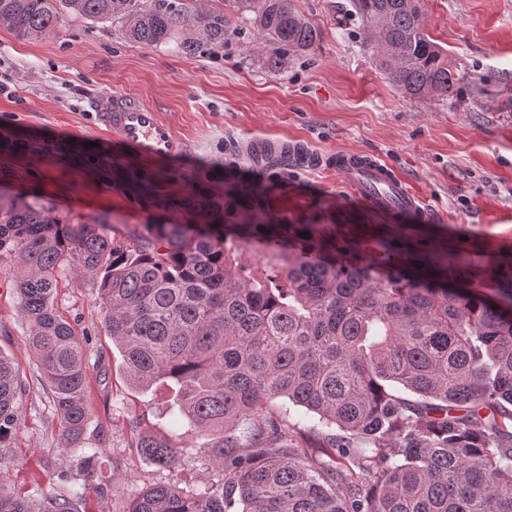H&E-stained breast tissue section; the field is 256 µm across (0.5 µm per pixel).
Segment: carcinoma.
I'll return each mask as SVG.
<instances>
[{
  "label": "carcinoma",
  "instance_id": "1",
  "mask_svg": "<svg viewBox=\"0 0 512 512\" xmlns=\"http://www.w3.org/2000/svg\"><path fill=\"white\" fill-rule=\"evenodd\" d=\"M258 19L268 65L308 52L320 29L293 0H231ZM385 78L410 100L453 98L461 76L428 31L425 0H353ZM69 15L110 22L147 46L186 54L224 43L228 20L197 0H0L19 38ZM264 193L229 186L226 197ZM337 224H271L257 203L244 223L143 224L116 233L99 216L72 224L24 197H0V263L30 323L29 346L84 475L40 500L0 484V512H79L111 485L90 414L83 348L58 313V278L97 280L102 321L129 381L163 386L173 424L203 438L137 431L129 448L158 470L192 459L213 478L142 490L129 512H512V260L484 270ZM308 237L302 238L300 234ZM258 250L266 266L244 261ZM25 382L0 356V448L18 427ZM319 416L303 427L289 405Z\"/></svg>",
  "mask_w": 512,
  "mask_h": 512
}]
</instances>
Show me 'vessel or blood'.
I'll return each mask as SVG.
<instances>
[{
  "instance_id": "1",
  "label": "vessel or blood",
  "mask_w": 512,
  "mask_h": 512,
  "mask_svg": "<svg viewBox=\"0 0 512 512\" xmlns=\"http://www.w3.org/2000/svg\"><path fill=\"white\" fill-rule=\"evenodd\" d=\"M97 124L101 132L134 152L152 159L183 155L187 142L180 138L158 106L142 98L115 92L99 98ZM242 154L254 165L273 162L320 169L330 168L369 208L408 215L419 224L443 221V214L432 209L415 191L410 180L379 157L357 151L323 155L298 138L254 137L241 145Z\"/></svg>"
}]
</instances>
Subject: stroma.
<instances>
[{
	"mask_svg": "<svg viewBox=\"0 0 512 512\" xmlns=\"http://www.w3.org/2000/svg\"><path fill=\"white\" fill-rule=\"evenodd\" d=\"M315 23L314 50L269 68V46L252 17L229 0H204L229 20L220 47L195 55L150 47L111 23L65 19L55 33L17 38L0 26V72L12 75L0 95V194L25 195L58 218L109 216L120 231L143 224H234L224 207L226 180L269 184V212L292 224H342L355 237L367 225L399 233L409 218L372 213L334 171L289 168L281 178L234 159L255 136H299L321 152L372 151L401 170L446 220L417 229L425 248L466 240L485 266L512 254V0H426L428 29L463 73L456 98L409 100L383 76L367 47L352 0H294ZM130 92L158 105L190 144L171 160L138 157L94 126L93 103ZM80 337L88 406L117 491L89 494L82 512H128L146 485L168 480L132 454V416L141 429L170 430L163 391L132 386L106 333L96 281L77 268L62 272L55 300ZM29 325L5 266L0 265V356L27 384L19 427L0 448V483L37 499L59 485L61 416L50 402L28 344Z\"/></svg>",
	"mask_w": 512,
	"mask_h": 512,
	"instance_id": "stroma-1",
	"label": "stroma"
}]
</instances>
